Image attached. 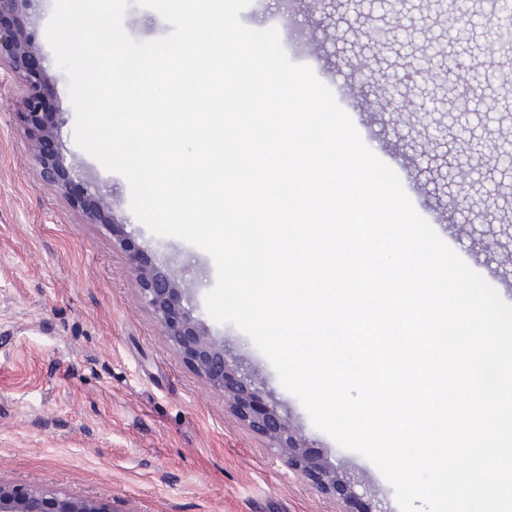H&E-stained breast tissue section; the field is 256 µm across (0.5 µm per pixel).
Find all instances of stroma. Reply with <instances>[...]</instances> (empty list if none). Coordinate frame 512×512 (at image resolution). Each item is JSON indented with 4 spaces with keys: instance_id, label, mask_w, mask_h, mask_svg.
<instances>
[{
    "instance_id": "stroma-1",
    "label": "stroma",
    "mask_w": 512,
    "mask_h": 512,
    "mask_svg": "<svg viewBox=\"0 0 512 512\" xmlns=\"http://www.w3.org/2000/svg\"><path fill=\"white\" fill-rule=\"evenodd\" d=\"M53 5L43 0L29 28L52 78L49 109L65 121L64 151L114 188L115 217L137 245L197 282L195 317L265 378L324 462L358 467L395 502L393 487L370 460L313 425L249 336L208 314L206 296L216 278L212 258L181 239L153 234L134 216L126 180L75 144L67 77L46 38ZM408 8L411 36L384 50L367 31L385 17L367 0H315L293 26L281 18V0H251L240 19L253 29H277L288 58L309 66L331 88L366 146L398 163L415 210L455 237L458 255L512 304L499 256L475 254L460 231L464 225L494 232L512 225V169L498 162L492 147L495 140L512 139V86L498 80L512 73V53L489 45L498 8L491 0H475L478 25L460 43L449 41L447 19L436 17L425 0H410ZM123 24L137 41L172 30L135 0ZM302 30L316 33L318 50L298 44ZM450 54L493 79L473 81L468 89L419 79L416 99L443 104L434 115L444 128L443 145L430 161L421 155L427 130L373 110L379 86L350 81L344 63L367 57L374 72L401 82L410 64L424 58L435 71ZM21 109L11 79L1 75L0 481L94 499L109 512H349V504L291 470L168 344L140 297L126 252L39 178L18 120ZM457 163L475 168L462 184L452 179ZM450 193L460 197L453 213L445 208Z\"/></svg>"
}]
</instances>
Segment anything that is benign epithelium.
<instances>
[{"instance_id":"obj_1","label":"benign epithelium","mask_w":512,"mask_h":512,"mask_svg":"<svg viewBox=\"0 0 512 512\" xmlns=\"http://www.w3.org/2000/svg\"><path fill=\"white\" fill-rule=\"evenodd\" d=\"M41 0H0V70L20 92L19 113L29 151L41 180L56 187L86 223L97 224L130 253L140 295L158 322L162 336L211 388L224 396L237 417L265 438L287 459L288 466L318 488L361 506L359 512H391L355 468L336 469L321 462L283 413L264 382L242 371L184 301L189 285L168 264L156 263L131 243L125 225L112 211V190H105L89 171L74 168L59 147L64 119L50 118L47 88L51 77L42 66L39 49L20 17V5L35 8ZM0 512H108L92 499L62 497L50 489L23 488L0 481Z\"/></svg>"}]
</instances>
